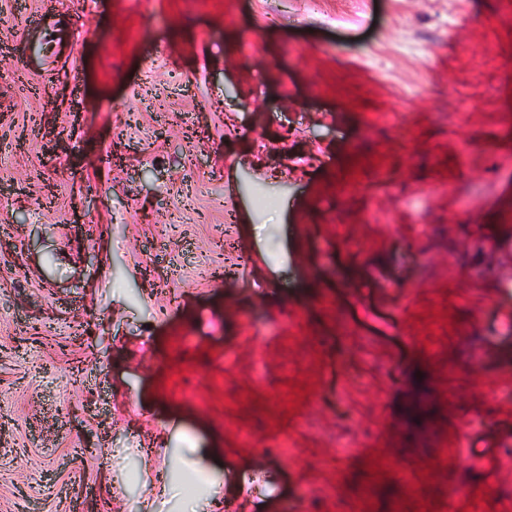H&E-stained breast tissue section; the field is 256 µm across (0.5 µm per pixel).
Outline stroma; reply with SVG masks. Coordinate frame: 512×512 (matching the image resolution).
<instances>
[{
	"instance_id": "35a3bbf8",
	"label": "stroma",
	"mask_w": 512,
	"mask_h": 512,
	"mask_svg": "<svg viewBox=\"0 0 512 512\" xmlns=\"http://www.w3.org/2000/svg\"><path fill=\"white\" fill-rule=\"evenodd\" d=\"M510 246L512 0H0V512H499Z\"/></svg>"
}]
</instances>
